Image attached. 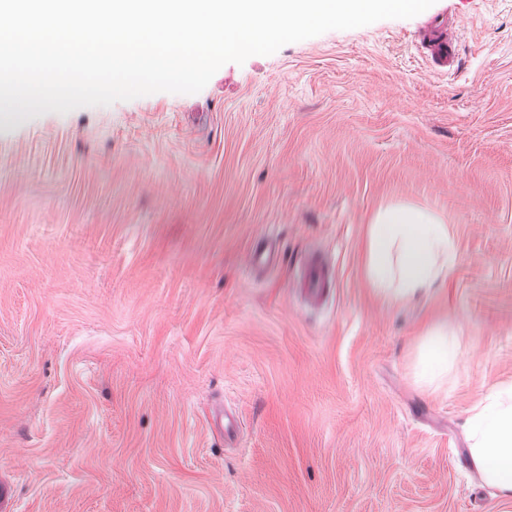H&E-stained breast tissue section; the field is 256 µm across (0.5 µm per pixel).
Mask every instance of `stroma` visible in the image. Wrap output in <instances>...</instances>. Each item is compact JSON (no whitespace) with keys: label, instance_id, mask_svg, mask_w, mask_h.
<instances>
[{"label":"stroma","instance_id":"obj_1","mask_svg":"<svg viewBox=\"0 0 512 512\" xmlns=\"http://www.w3.org/2000/svg\"><path fill=\"white\" fill-rule=\"evenodd\" d=\"M454 9L458 69L431 19ZM457 260L390 304L376 213ZM274 266L248 255L264 234ZM324 264L312 302L296 282ZM458 367L424 383L428 327ZM512 382V0H436L223 65L196 94L0 121V479L11 512H512L467 464ZM236 417L233 433L215 427Z\"/></svg>","mask_w":512,"mask_h":512}]
</instances>
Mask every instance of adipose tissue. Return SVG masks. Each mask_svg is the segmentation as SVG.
Here are the masks:
<instances>
[{
    "instance_id": "1",
    "label": "adipose tissue",
    "mask_w": 512,
    "mask_h": 512,
    "mask_svg": "<svg viewBox=\"0 0 512 512\" xmlns=\"http://www.w3.org/2000/svg\"><path fill=\"white\" fill-rule=\"evenodd\" d=\"M456 259L448 228L433 213L393 206L376 214L367 244V273L385 301L405 302L445 278ZM458 341L452 327L428 329L418 366L425 380L447 375L456 365ZM469 463L498 498L512 500V383L486 390L466 422Z\"/></svg>"
}]
</instances>
